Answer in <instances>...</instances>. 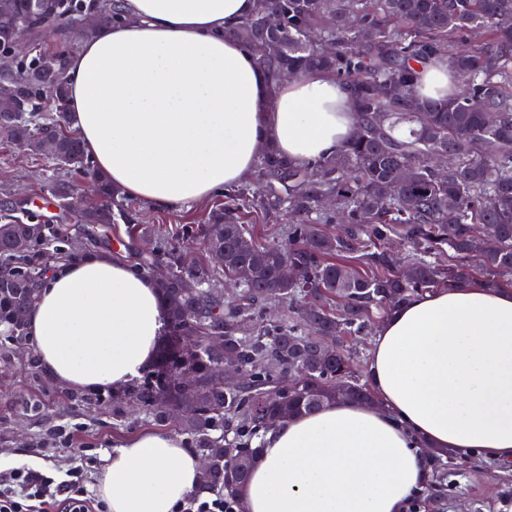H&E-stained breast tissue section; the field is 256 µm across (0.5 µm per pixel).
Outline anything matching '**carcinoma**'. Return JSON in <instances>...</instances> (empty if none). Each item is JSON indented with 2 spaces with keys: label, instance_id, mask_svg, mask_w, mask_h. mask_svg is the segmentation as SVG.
Returning a JSON list of instances; mask_svg holds the SVG:
<instances>
[{
  "label": "carcinoma",
  "instance_id": "obj_1",
  "mask_svg": "<svg viewBox=\"0 0 512 512\" xmlns=\"http://www.w3.org/2000/svg\"><path fill=\"white\" fill-rule=\"evenodd\" d=\"M9 0L0 9V79L11 81L15 98L0 111V133L43 151L46 135H57L54 163L73 166L97 182L103 204L81 211L80 224H110L123 215V198L101 177L79 138L67 129L65 57H42L15 75L12 36L53 34L64 39L71 20L96 10L98 26L123 20L121 5L107 0ZM275 15L276 28L260 62L272 73H329L354 96L355 131L338 153L296 165L267 149L255 169L259 188L224 191V207L208 221L182 228L183 247L165 240L135 270L149 275L157 264L170 270L158 285L169 312L167 346L160 370L145 377L128 398L149 410L160 398L189 409L186 428L212 463L211 483L235 499L249 480L258 447L253 441L269 420L309 415L341 400L376 402L370 388L344 367L343 344L362 336L376 319L389 316L412 297L439 288L478 282L512 286V0H256L253 13L234 27L250 46L259 23ZM335 44L326 51L323 42ZM445 56L456 90L446 99H423L417 65ZM44 99L51 111H34ZM407 126L400 135L398 130ZM449 150L448 172L431 159ZM331 195L335 205L322 206ZM260 212L287 217L283 243L254 240L246 216ZM0 325L22 343L18 310L35 299L33 275L50 259L70 254L58 248L69 231L45 224L33 233L6 208L0 215ZM341 224L330 237L321 227ZM218 245L226 265L218 270L190 257L191 249ZM448 254V264L439 262ZM297 270L280 278L283 256ZM242 280L224 304L205 285L217 274ZM288 304V318L263 323V306ZM224 336V363L246 375L229 388L212 379L219 356L208 352V336ZM196 337L185 347L183 337ZM189 372L192 380L180 376ZM352 380L340 392L336 384ZM233 433L230 442L214 435ZM243 459L233 481L224 466Z\"/></svg>",
  "mask_w": 512,
  "mask_h": 512
}]
</instances>
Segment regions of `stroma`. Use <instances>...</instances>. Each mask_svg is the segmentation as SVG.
<instances>
[{
	"mask_svg": "<svg viewBox=\"0 0 512 512\" xmlns=\"http://www.w3.org/2000/svg\"><path fill=\"white\" fill-rule=\"evenodd\" d=\"M90 191L85 174L55 165L48 158L18 150L0 137V209L20 206L34 223H74L71 211L41 208L53 182ZM221 196L178 211H161L133 201L126 217L111 225L94 226L84 235L88 250L108 249L129 264L152 251L158 239L176 227L202 221ZM161 431L180 434L178 418L158 420L129 401L126 391L86 392L62 388L41 370L33 345L15 347L0 334V471L29 467L55 482L83 470L88 490H96L106 457L127 438ZM448 479L433 491L432 503L415 497L405 512H512V463L474 454L447 462Z\"/></svg>",
	"mask_w": 512,
	"mask_h": 512,
	"instance_id": "35a3bbf8",
	"label": "stroma"
}]
</instances>
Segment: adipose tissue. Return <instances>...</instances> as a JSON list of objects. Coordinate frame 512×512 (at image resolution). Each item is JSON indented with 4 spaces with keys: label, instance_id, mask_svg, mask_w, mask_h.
Listing matches in <instances>:
<instances>
[{
    "label": "adipose tissue",
    "instance_id": "ef3b65f1",
    "mask_svg": "<svg viewBox=\"0 0 512 512\" xmlns=\"http://www.w3.org/2000/svg\"><path fill=\"white\" fill-rule=\"evenodd\" d=\"M125 18L68 60V120L128 199L177 211L251 178L267 147L304 165L342 150L353 97L314 71L273 81L231 29L255 0H124ZM43 372L119 391L150 368L168 311L155 279L100 250L62 263L26 314ZM377 405L337 402L268 427L239 512H404L428 452L512 462V289L418 295L379 326L367 361ZM202 488L182 439L148 432L107 457V512H175Z\"/></svg>",
    "mask_w": 512,
    "mask_h": 512
}]
</instances>
